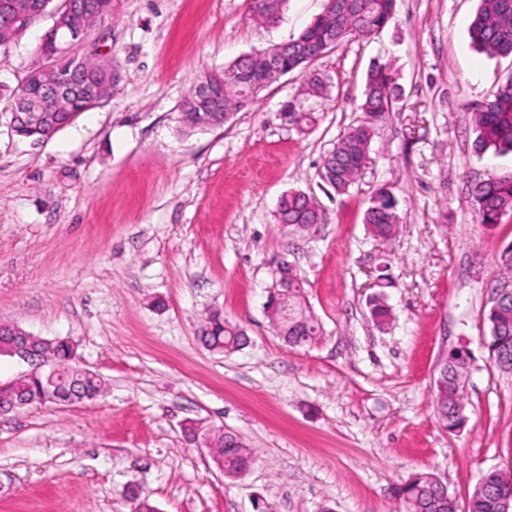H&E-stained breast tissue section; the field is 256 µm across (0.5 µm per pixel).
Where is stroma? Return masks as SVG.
Returning <instances> with one entry per match:
<instances>
[{
  "mask_svg": "<svg viewBox=\"0 0 512 512\" xmlns=\"http://www.w3.org/2000/svg\"><path fill=\"white\" fill-rule=\"evenodd\" d=\"M322 0H288L253 23L247 0H112L90 38L111 58V96L40 145L10 128L0 97V322L71 340L107 383L93 401L0 417V512H131V485L158 512H396L395 485L429 470L467 504L483 471L512 468V374L484 339L488 290L512 217L480 223L468 185L512 170L477 155L469 107L512 75L469 37L478 0H396L390 25L281 76L224 126L183 134L193 80L297 37ZM45 14L0 47V86L42 66ZM391 62L402 95L376 126L348 194L318 170L360 120L366 70ZM325 88L306 90L308 74ZM293 105L309 124L285 122ZM389 190L390 239L363 222ZM314 195L323 222L287 233L282 195ZM306 281L324 335L288 347L266 302L280 259ZM394 317L377 327L368 300ZM212 312L248 345L224 355L198 338ZM471 351L464 428L433 409L443 353ZM239 434L257 461L232 480L188 424Z\"/></svg>",
  "mask_w": 512,
  "mask_h": 512,
  "instance_id": "35a3bbf8",
  "label": "stroma"
}]
</instances>
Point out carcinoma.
Returning a JSON list of instances; mask_svg holds the SVG:
<instances>
[{
	"label": "carcinoma",
	"instance_id": "carcinoma-1",
	"mask_svg": "<svg viewBox=\"0 0 512 512\" xmlns=\"http://www.w3.org/2000/svg\"><path fill=\"white\" fill-rule=\"evenodd\" d=\"M288 0H249L250 20L264 26L278 23ZM396 0H339L336 11L319 15L298 37L289 40L288 54L284 56L285 69L293 72L306 68L309 56L321 51L324 43L336 37L341 45L351 37H364L385 28L394 18ZM472 42L490 56H512V0H479V7L471 23ZM257 62L236 60L224 68V73H207L198 77L182 104L193 117L183 128L200 129L205 121L217 120L220 110L240 111L250 106L257 96L251 94L250 70ZM82 81L101 82L112 73V59L89 57L81 65ZM209 81L210 95L217 99V111L198 108V86ZM38 98L45 103V111L55 112L56 91L47 82L35 81L29 73L21 85L11 93V107H16L21 96ZM399 98V87L392 66L373 63L366 73L363 98L360 105L363 119L350 125L322 161L319 177L336 194L348 192L356 173L365 165L374 128L386 119ZM477 136L475 152L490 149L500 155L512 153V76L501 83L493 98L471 108ZM470 196L476 216L482 224H499L512 216V170L476 182L470 186ZM319 204L315 197L304 192H290L279 201L278 223L302 234L315 232ZM364 223L370 232L380 238H389L402 223L397 201L390 191L380 189L371 199L364 214ZM498 274L488 290L489 307L484 319L490 329L485 341L489 355L507 354V361L496 365L503 373L512 374V297L501 295L499 285L512 279V243L505 246L497 259ZM276 278L288 282L286 288H276L270 294L267 309L270 321L282 340L290 347H306L317 343L323 335L321 321L308 304L304 280L285 260L277 263ZM370 313L377 325L383 326L392 318L389 305L381 295L369 300ZM202 344L212 351L233 352L244 346L245 333L239 326L213 314L200 331ZM42 351L49 370L56 371V381L83 386L87 400L97 399L105 392V384L98 374L88 375L73 363L71 347L66 339L42 340ZM468 350L456 347L445 356L444 372L434 384L432 407L440 426L455 432L462 429L465 415L466 362ZM23 392L30 397L40 396L46 386L45 376L18 379ZM217 454L224 458V474L239 477L248 472L256 457L248 447L236 442L233 432L226 431L212 438ZM393 496L399 512H459L455 496L430 471H420L396 486ZM512 496V471L494 468L483 473L480 485L469 497L467 512H500L501 498Z\"/></svg>",
	"mask_w": 512,
	"mask_h": 512
}]
</instances>
